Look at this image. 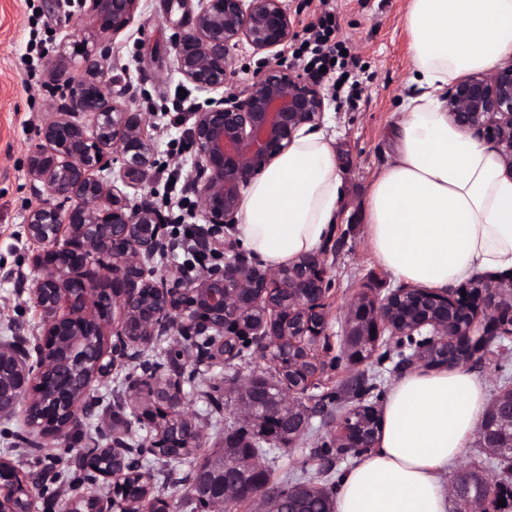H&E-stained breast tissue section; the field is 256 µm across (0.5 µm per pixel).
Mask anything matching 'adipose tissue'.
I'll list each match as a JSON object with an SVG mask.
<instances>
[{
    "label": "adipose tissue",
    "instance_id": "obj_1",
    "mask_svg": "<svg viewBox=\"0 0 512 512\" xmlns=\"http://www.w3.org/2000/svg\"><path fill=\"white\" fill-rule=\"evenodd\" d=\"M416 73L391 127L394 160L373 178L365 239L396 281L444 289L512 272V177L501 156L455 125L444 97L460 77L512 56V0H410ZM343 177L334 141L300 129L243 192V247L278 269L317 252ZM491 403L466 369L411 371L389 388L374 449L342 475L333 512H448V479Z\"/></svg>",
    "mask_w": 512,
    "mask_h": 512
}]
</instances>
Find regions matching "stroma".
<instances>
[{
    "instance_id": "stroma-1",
    "label": "stroma",
    "mask_w": 512,
    "mask_h": 512,
    "mask_svg": "<svg viewBox=\"0 0 512 512\" xmlns=\"http://www.w3.org/2000/svg\"><path fill=\"white\" fill-rule=\"evenodd\" d=\"M336 12L338 37L346 42L361 66L356 106L333 98L329 81H322L325 112L321 131L335 141L344 178V196L336 224L321 251L329 267L331 287L327 302L328 337L319 351L328 369L319 385L309 389L313 401L335 393L348 380L351 369L343 360L346 307L364 288L386 295L395 281L376 262L363 237V209L367 188L373 177L393 160L390 130L401 99L410 90L412 63L409 35L404 25L408 0H329ZM196 0H142L130 25L109 36L96 20L67 0H0V339L11 338L15 330L27 337L38 332L40 316L29 294L19 292L8 275L18 272L34 276V247L26 233V216L45 195L28 171L30 150L42 141V125L52 112L59 91L55 71L61 65L60 44L65 38H84L90 50L109 45L111 56L104 67L112 75L130 80L126 98L132 111L143 113L154 127L156 152L148 186L159 208H166V173L172 167L192 172L193 159L183 138L189 126L188 113L181 103L205 106L207 94L182 80L174 70L173 42L177 32L193 20ZM37 31L47 49L46 63L27 71L21 62L30 31ZM185 351L190 355L184 376L193 420L200 428L203 443L214 450L224 444L225 433L244 428L235 394L225 393L221 408H214L206 393L224 386L227 377L237 374L273 376L272 365L255 349L244 358L225 362L199 360L193 341L165 336L149 348L144 358L154 364L166 362L168 354ZM398 351L392 343H380L360 369L376 383L364 405L380 408L388 387L400 376ZM470 371L487 380L491 394L512 387V341L495 342L481 359L468 362ZM138 365L115 371L97 388L101 412L83 420L76 437L50 442L49 453L56 471L68 469L77 449L92 446L99 437L111 434L104 409L121 390ZM335 405L310 419L305 434L290 447L269 454L265 466L274 479L295 484L311 482L335 489L339 472L350 467L354 456L335 461L333 473H326L318 451L331 444L330 418L339 417ZM161 474L155 475L153 492L172 499L177 512H194L189 503V480L196 457L165 464L156 458Z\"/></svg>"
}]
</instances>
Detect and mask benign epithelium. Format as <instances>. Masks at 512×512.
Here are the masks:
<instances>
[{
	"instance_id": "1",
	"label": "benign epithelium",
	"mask_w": 512,
	"mask_h": 512,
	"mask_svg": "<svg viewBox=\"0 0 512 512\" xmlns=\"http://www.w3.org/2000/svg\"><path fill=\"white\" fill-rule=\"evenodd\" d=\"M191 26L177 37L173 49L178 73L201 92L217 91L235 80L236 51L244 44L264 53L285 46L296 36L284 0H196ZM140 0H78L81 11L97 17L101 31L118 33L131 22ZM86 42L72 38L62 54L87 63L85 73L65 68L55 79L68 93L42 128L43 143L28 157L30 176L41 182L46 196L27 216L30 243L36 247L37 276L17 277V286L31 289L40 315L33 344L17 336L0 342V419L39 401L46 417L27 427L33 447L44 451L51 438H68L88 414V394L121 362L134 358L158 337L206 335L218 339L209 358L233 361L246 340L274 365L277 380L288 394L278 409L288 422V443L307 428L311 407L302 396L324 372L317 347L327 336L326 297L329 270L322 253L306 255L276 271L251 266L225 248L224 265L209 268L197 279L169 282L154 278L147 265L166 246L167 216L147 191L131 202L112 181L99 175L107 169V150L120 158L119 176L128 184L148 183L155 138L141 112L124 106L129 85L106 76L101 62L90 58ZM83 51H77V48ZM448 116L462 130L492 144L512 174V63L490 73L471 74L449 89ZM325 110L317 81L291 65L268 66L240 95L221 98L193 113L184 132L193 155L192 188L208 228L198 244L214 248L212 234L237 223L242 187L262 173L304 126L320 124ZM89 119L85 124L83 119ZM345 348L355 337L377 345L383 339L428 336L429 343L406 359V365L439 367L451 347L464 363L499 338H512V279L477 278L443 291L402 287L380 297L362 291L350 303ZM302 348L303 358L283 362V353ZM59 370L71 381L68 397L43 382ZM183 367L149 370L129 381L112 404V469H97L92 455L81 450L80 466L115 489L133 473L131 454H159L172 444L199 448L202 434L189 413L182 385ZM263 375L232 383L240 394L244 418L252 425L260 414ZM494 416L480 424L481 448L512 447V395L493 402ZM155 430L145 448L127 442L134 425ZM366 431L336 426V447L353 452L370 448ZM213 474L208 506L260 501L262 512H280L283 488L271 482L253 484L261 470L253 459L242 460L222 450L206 454ZM38 478L0 460V512H12L11 500L32 495ZM479 485L459 479L452 493L465 512H486ZM96 512H172L169 501L148 497L118 504L114 493L92 495Z\"/></svg>"
}]
</instances>
